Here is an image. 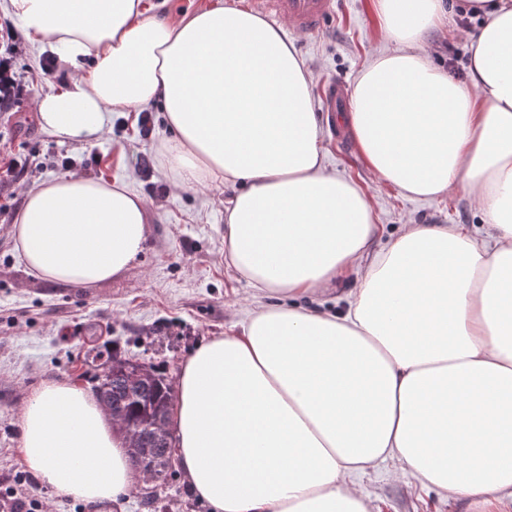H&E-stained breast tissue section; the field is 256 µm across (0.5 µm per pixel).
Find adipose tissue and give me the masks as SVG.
Listing matches in <instances>:
<instances>
[{
  "label": "adipose tissue",
  "mask_w": 512,
  "mask_h": 512,
  "mask_svg": "<svg viewBox=\"0 0 512 512\" xmlns=\"http://www.w3.org/2000/svg\"><path fill=\"white\" fill-rule=\"evenodd\" d=\"M374 8L395 48L352 84L344 119L359 151L406 196L468 188L487 237L407 224L373 250L367 199L324 165L304 62L257 14L0 0L28 41L88 64L38 98L42 130L93 146L112 113L157 104L172 187L238 188L224 259L272 301L199 345L176 379L174 456L213 512H374L353 478L387 461L464 512L512 504V0ZM459 11L482 21L461 80L427 44ZM12 232L42 279L88 286L134 266L150 221L125 183L64 174L26 191ZM352 271L343 310L296 304ZM126 447L88 388L50 380L26 401L22 458L56 495L95 506L125 495Z\"/></svg>",
  "instance_id": "ef3b65f1"
}]
</instances>
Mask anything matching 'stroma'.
I'll use <instances>...</instances> for the list:
<instances>
[{
	"label": "stroma",
	"instance_id": "obj_1",
	"mask_svg": "<svg viewBox=\"0 0 512 512\" xmlns=\"http://www.w3.org/2000/svg\"><path fill=\"white\" fill-rule=\"evenodd\" d=\"M479 19L455 15L451 26L429 37L430 58L460 79L468 64L467 39ZM312 83V109L320 111L330 83L350 88L358 70L375 55L394 50L382 32L373 0H336V11L313 33L288 31ZM54 73L43 77L44 64ZM17 79L34 85L35 94L13 101L0 112V487L25 470L19 439L21 414L29 395L48 380H77L92 387L100 372L87 357L91 343L107 351L164 368L175 380L181 361L195 346L239 330L261 293L224 260V208L235 186L210 184L175 189L156 160L167 130L160 106L150 113L153 131L141 136L137 116L116 112L109 132L96 146L59 144L40 129L37 97L53 92L73 74L41 47L20 39L13 57ZM325 163L330 172L352 180L374 213L382 249L405 224H464L483 235L481 213L460 188L434 199L402 195L375 177L355 140L339 133L331 120L321 122ZM22 169L5 172L9 158ZM72 173L126 183L147 202L151 233L136 266L93 287L45 281L20 261L11 235L27 189L62 175V159ZM390 463L358 477L375 512H459L456 503L422 487L412 476L393 480ZM46 512H148L138 489L116 501L90 507L59 497L41 486Z\"/></svg>",
	"mask_w": 512,
	"mask_h": 512
}]
</instances>
